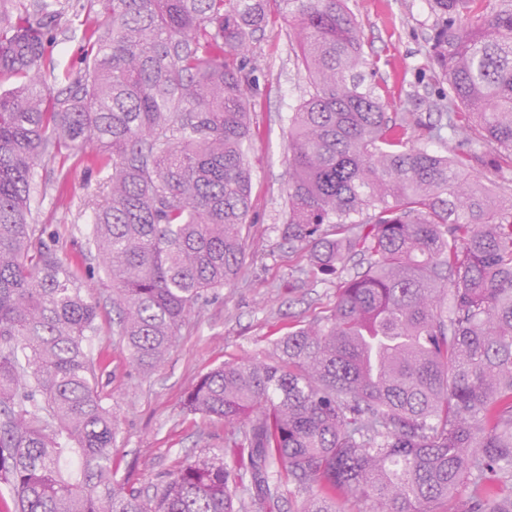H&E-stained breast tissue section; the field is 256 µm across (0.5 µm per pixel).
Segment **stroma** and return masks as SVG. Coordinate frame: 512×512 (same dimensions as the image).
Instances as JSON below:
<instances>
[{"label": "stroma", "mask_w": 512, "mask_h": 512, "mask_svg": "<svg viewBox=\"0 0 512 512\" xmlns=\"http://www.w3.org/2000/svg\"><path fill=\"white\" fill-rule=\"evenodd\" d=\"M65 2L44 67L45 88L54 94L64 88L65 76H80L85 67L83 0ZM348 5L360 26L366 56L378 61L374 80L387 91L394 111H401L407 92L415 90L422 98V121L435 122L432 102L438 90L426 78L433 67L427 44L435 22L433 0H348ZM287 30L283 18L270 20L256 48L261 70L252 97V207L242 276L235 286L209 293L200 302L158 370L143 374L132 369L112 334L110 282L95 273L89 245L92 216L87 203L98 190L97 170L67 151L35 169L40 201L35 221L55 231L57 254L81 280L90 281L99 304L97 331L89 336L87 348L99 365V394L116 420L112 465L118 478L149 495L175 466L224 444L223 427L183 408L199 378L224 362L265 358L277 337L335 304L343 279L337 273L295 288L297 272L308 267L310 253L282 234L288 114L304 83L303 73L293 65ZM61 192L69 197L64 209L56 204Z\"/></svg>", "instance_id": "obj_1"}]
</instances>
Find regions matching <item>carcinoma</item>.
I'll list each match as a JSON object with an SVG mask.
<instances>
[{
	"label": "carcinoma",
	"instance_id": "cac0c4a2",
	"mask_svg": "<svg viewBox=\"0 0 512 512\" xmlns=\"http://www.w3.org/2000/svg\"><path fill=\"white\" fill-rule=\"evenodd\" d=\"M284 5L306 83L288 116V242L304 284L349 263L336 303L266 359L210 369L184 409L223 448L153 496L112 467L116 426L87 350L98 306L34 223L43 159L108 169L91 244L141 371L236 283L251 210L253 44ZM423 124L390 115L346 0H86L85 75L42 72L62 0H0V485L14 512H512V195L470 174L512 160V6L433 0ZM448 130L440 155L412 144ZM232 452L233 464L224 461ZM466 500L455 507L460 492Z\"/></svg>",
	"mask_w": 512,
	"mask_h": 512
}]
</instances>
